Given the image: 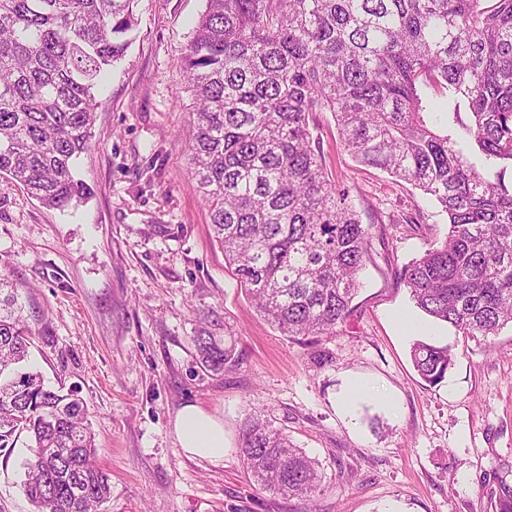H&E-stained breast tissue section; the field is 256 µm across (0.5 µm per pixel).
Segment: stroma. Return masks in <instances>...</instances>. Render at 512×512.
<instances>
[{
	"label": "stroma",
	"mask_w": 512,
	"mask_h": 512,
	"mask_svg": "<svg viewBox=\"0 0 512 512\" xmlns=\"http://www.w3.org/2000/svg\"><path fill=\"white\" fill-rule=\"evenodd\" d=\"M206 0H137L134 41L98 96L78 207H42L0 177V274L35 331L48 386L78 387L97 460L102 512H500L512 487V329L468 338L418 310L397 272L448 231L410 184L336 146L314 116L336 180L363 223L381 216L354 310L335 335L303 342L260 316L226 269L191 173L192 93L180 58ZM418 325L402 333L400 316ZM230 337L238 362L199 360V329ZM455 362L429 385L415 343ZM195 403L224 423V462L188 458L173 421ZM266 409L323 482L311 501L256 490L241 453L245 419ZM24 444L0 450V512H31Z\"/></svg>",
	"instance_id": "stroma-1"
}]
</instances>
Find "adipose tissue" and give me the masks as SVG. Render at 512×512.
<instances>
[{"mask_svg":"<svg viewBox=\"0 0 512 512\" xmlns=\"http://www.w3.org/2000/svg\"><path fill=\"white\" fill-rule=\"evenodd\" d=\"M173 430L186 455L223 463L224 423L199 405H184L174 418Z\"/></svg>","mask_w":512,"mask_h":512,"instance_id":"ef3b65f1","label":"adipose tissue"}]
</instances>
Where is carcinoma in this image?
Instances as JSON below:
<instances>
[{
    "label": "carcinoma",
    "instance_id": "cac0c4a2",
    "mask_svg": "<svg viewBox=\"0 0 512 512\" xmlns=\"http://www.w3.org/2000/svg\"><path fill=\"white\" fill-rule=\"evenodd\" d=\"M135 0H0V177L60 211L86 194L94 89L131 44ZM181 66L186 146L214 238L258 311L292 337L331 336L352 312L374 225L337 188L315 112L341 149L422 191L448 233L399 277L417 308L464 336L512 324V0H206ZM466 114L467 120L461 119ZM35 336L0 275V448L29 441L33 512H99L110 477L86 408L26 370ZM202 364L237 361L202 328ZM414 366L441 382L446 347ZM241 450L258 490L314 499L319 464L263 412Z\"/></svg>",
    "mask_w": 512,
    "mask_h": 512
}]
</instances>
